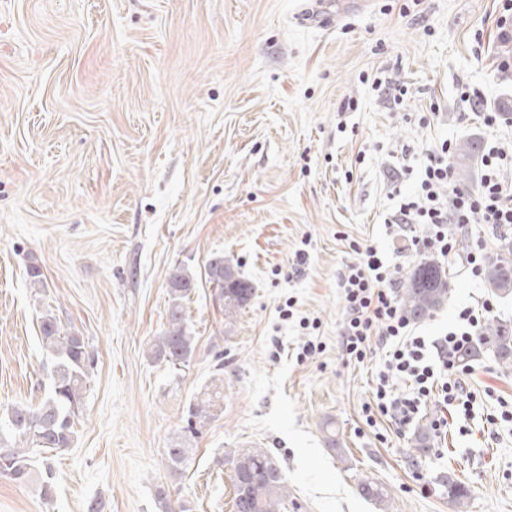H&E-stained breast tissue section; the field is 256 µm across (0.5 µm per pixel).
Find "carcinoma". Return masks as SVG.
<instances>
[{"label":"carcinoma","instance_id":"obj_1","mask_svg":"<svg viewBox=\"0 0 512 512\" xmlns=\"http://www.w3.org/2000/svg\"><path fill=\"white\" fill-rule=\"evenodd\" d=\"M475 143L467 139L455 153V164L465 173L477 161ZM205 278L216 290L215 298L224 309V324H230L253 293L252 286L240 274L238 266L222 255L210 258L204 266ZM197 285V274L180 264L168 274L167 328L151 347L152 358L177 367L192 358L195 337L185 317L184 302ZM484 285L493 295L512 297V237L499 238L498 251L491 254L484 268ZM450 283L446 272L434 261H422L410 274L401 304L413 322L430 318L447 301ZM43 348L54 359L48 378L49 391L35 406L17 405L0 418V474L19 483L31 476L28 454L34 448L62 450L76 439L74 417L82 403L86 380L92 365L83 337L63 331L57 319L45 313L40 322ZM490 352L499 365L512 368V327L490 323L459 357L469 361ZM224 406V379L217 376L191 401L187 420L207 418ZM186 441L166 449V466L179 472L190 460ZM233 475L235 512H297L300 506L288 496L286 476L277 458L266 448H234L225 452ZM253 479L247 498H242L241 481ZM440 485L458 509L467 506L468 491L452 476L441 478ZM359 494L378 505L386 503L388 490L377 483L363 482Z\"/></svg>","mask_w":512,"mask_h":512}]
</instances>
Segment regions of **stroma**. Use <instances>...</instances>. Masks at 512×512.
Segmentation results:
<instances>
[{"label":"stroma","mask_w":512,"mask_h":512,"mask_svg":"<svg viewBox=\"0 0 512 512\" xmlns=\"http://www.w3.org/2000/svg\"><path fill=\"white\" fill-rule=\"evenodd\" d=\"M500 0H0V411L37 404L51 367L39 318L83 336L92 367L77 438L35 455L32 478L0 475V512H160L158 487L190 512H233L224 453L280 461L300 512H456L437 478L470 491L467 512H512V369L472 360L467 418L432 437L368 426L383 354L340 350L338 277L350 241L393 253L394 185L413 191L428 154L471 138L512 154V69L499 70ZM476 88L498 126L462 96ZM308 259L293 265L298 250ZM237 264L253 294L225 323L206 280L185 304L196 350L150 357L167 326L166 275ZM45 285L30 287L29 264ZM451 293L416 324L431 338L486 296L443 261ZM290 305L292 315L280 314ZM312 328H303V321ZM320 352L301 357L306 342ZM224 407L186 435L216 372ZM186 439L185 471L165 450ZM52 478V501L40 484ZM373 481L387 508L358 493Z\"/></svg>","instance_id":"obj_1"}]
</instances>
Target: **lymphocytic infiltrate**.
Returning a JSON list of instances; mask_svg holds the SVG:
<instances>
[{
  "label": "lymphocytic infiltrate",
  "mask_w": 512,
  "mask_h": 512,
  "mask_svg": "<svg viewBox=\"0 0 512 512\" xmlns=\"http://www.w3.org/2000/svg\"><path fill=\"white\" fill-rule=\"evenodd\" d=\"M441 152L440 158L425 167L417 195L402 198L388 225L400 236L402 251L423 249L444 258L458 255L477 276L485 260L482 243L459 254L456 240L446 232L447 223L452 220L463 227L488 224L495 229L512 224V183L499 177L508 158L488 149L483 155L480 184L470 190L453 183L452 167L445 159L449 145H442ZM413 224L428 226V233L410 234ZM349 247L362 260L348 265L339 277L345 311L341 350L347 358L359 362L366 358L371 346L384 352L373 401L363 408L366 423H373L375 416L381 415L395 425H408L434 394L444 414L434 421L433 428L443 432L449 418L469 415L473 408V393L465 380V370L456 364L457 355L479 336L483 322L494 311L493 301L484 298L463 307L458 313L457 329L426 341L416 335L404 314L396 292L395 270L378 247L355 241ZM395 378L405 381V393L394 391L391 381Z\"/></svg>",
  "instance_id": "lymphocytic-infiltrate-1"
}]
</instances>
